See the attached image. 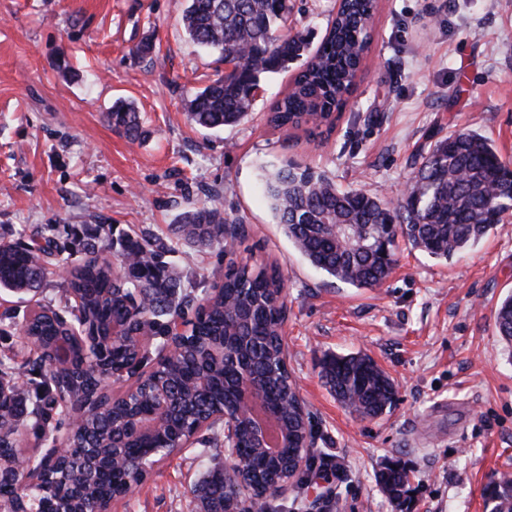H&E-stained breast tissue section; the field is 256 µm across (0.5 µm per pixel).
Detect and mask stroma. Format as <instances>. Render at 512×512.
Returning a JSON list of instances; mask_svg holds the SVG:
<instances>
[{"mask_svg":"<svg viewBox=\"0 0 512 512\" xmlns=\"http://www.w3.org/2000/svg\"><path fill=\"white\" fill-rule=\"evenodd\" d=\"M289 29L316 51L336 0H293ZM186 0H0V238L53 225L59 243L87 224L110 238L147 229L168 262L211 292L230 262L277 263L285 281L288 369L311 417L317 457L305 483L271 512H399L377 474L411 472L406 512H490L483 490L512 473V344L496 308L512 294V215L477 245L438 260L400 245L378 288H355L313 268L277 224L266 172L293 161L394 202L425 154L462 129L512 163V0H378L357 85L333 128L310 135L267 123L302 60L261 77L240 125H191L184 102L222 76L217 53L189 40ZM155 50H136L144 40ZM70 72H62L61 64ZM133 101L146 136L129 142L106 113ZM217 198L245 238L198 249L170 233L180 214ZM62 252L35 297L0 290V354L39 306L71 315ZM364 352L394 381V408L371 419L336 399L320 373L328 354ZM224 429L161 458L112 512H203L193 494L225 467Z\"/></svg>","mask_w":512,"mask_h":512,"instance_id":"stroma-1","label":"stroma"}]
</instances>
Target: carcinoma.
<instances>
[{"label":"carcinoma","instance_id":"1","mask_svg":"<svg viewBox=\"0 0 512 512\" xmlns=\"http://www.w3.org/2000/svg\"><path fill=\"white\" fill-rule=\"evenodd\" d=\"M375 0H343L320 46L294 79L289 92L271 109L269 123L277 128L317 129L332 125L343 101L342 87L356 83L362 52L369 39L366 22L376 10ZM293 6L291 0H187L182 24L190 41L219 54L230 64L224 76L196 91L185 104L188 120L207 130L233 127L245 120L253 107L260 77L275 73L307 49L300 32L281 33ZM107 119L116 131L135 142L142 135V117L130 103L119 99ZM507 164L483 136L461 130L436 142L422 157L408 193L393 204L359 190H342L329 177L309 167L287 164L270 173L265 191L277 223L295 249L316 269L355 288L382 286L396 265L399 241L436 259L448 260L477 244L497 225L493 214L504 213L503 202L512 198L506 182ZM104 225L85 228L75 243L81 262L72 268L67 291L79 298L76 323L92 335L113 323L158 326L185 309L195 307L192 328L182 353L175 359L161 354L154 369L138 379L137 391L112 397L83 425L68 430L81 448L112 450V434L129 428V417L154 413L149 392L163 385L183 401L154 433L123 441L125 463L107 472L84 467L83 459L35 483H0V501L61 497L70 512H111L112 502L125 497L126 486L145 474L138 471L143 457L175 438L191 432L219 407L238 409V383L243 370L259 383L270 412L296 437L297 444H313L310 416L297 406L295 385L283 362L282 311L286 310L282 277L274 265L230 263L218 290L204 295L183 288L180 271L163 260L165 243L148 231L128 235L112 245L113 260L101 256ZM242 236L245 228L228 224L216 205L184 213L171 227L172 235L201 246L224 240V232ZM63 250L51 227L33 231L31 242L0 240V289L37 293L51 275L53 257ZM499 335L512 343V295L498 306ZM36 336H51L54 321L39 315L30 323ZM224 338V347L237 357L224 366L205 369L209 346ZM73 369L60 370L50 350H28L0 358V385L15 375L38 374L33 391L12 403L15 420L0 432V468L9 471L15 458L16 426L34 419V426L54 432L68 424L55 411V402L72 387L104 390L112 377L109 368L134 370L142 361L137 341L130 336L111 345L106 367L84 364L71 352ZM208 372L205 384L198 382ZM322 376L336 398L353 412L370 418L395 406L398 391L376 361L365 353L331 355ZM243 428L237 460L233 462L245 484L274 489L288 479L296 449L283 448L271 457L255 447ZM379 483L388 496L402 505L410 484L408 471L390 464L380 472ZM206 512H246L245 502L217 471L201 486ZM491 512H512V476L503 474L487 486Z\"/></svg>","mask_w":512,"mask_h":512}]
</instances>
